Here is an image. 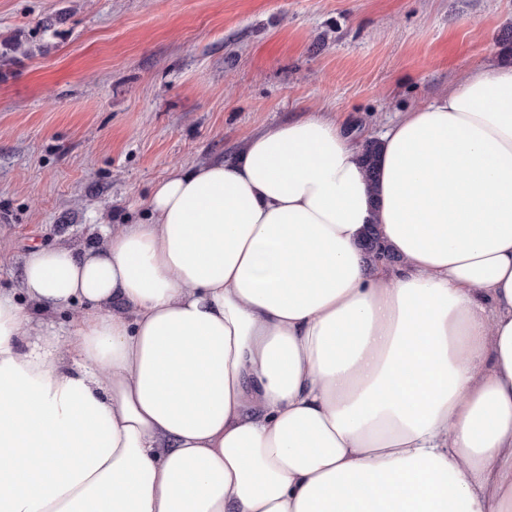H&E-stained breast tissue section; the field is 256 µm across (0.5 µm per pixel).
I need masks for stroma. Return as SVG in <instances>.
Wrapping results in <instances>:
<instances>
[{"mask_svg": "<svg viewBox=\"0 0 512 512\" xmlns=\"http://www.w3.org/2000/svg\"><path fill=\"white\" fill-rule=\"evenodd\" d=\"M512 62V0H0V289L133 224L176 164L338 115L359 142Z\"/></svg>", "mask_w": 512, "mask_h": 512, "instance_id": "obj_1", "label": "stroma"}]
</instances>
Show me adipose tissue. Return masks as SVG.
Returning a JSON list of instances; mask_svg holds the SVG:
<instances>
[{
  "label": "adipose tissue",
  "mask_w": 512,
  "mask_h": 512,
  "mask_svg": "<svg viewBox=\"0 0 512 512\" xmlns=\"http://www.w3.org/2000/svg\"><path fill=\"white\" fill-rule=\"evenodd\" d=\"M379 141L311 112L31 250L73 314L0 292V512H512V64Z\"/></svg>",
  "instance_id": "1"
}]
</instances>
